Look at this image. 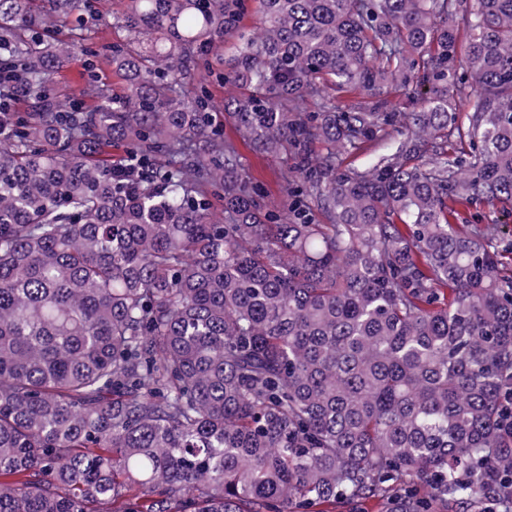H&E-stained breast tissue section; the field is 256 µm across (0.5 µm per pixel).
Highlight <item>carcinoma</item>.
<instances>
[{"mask_svg":"<svg viewBox=\"0 0 512 512\" xmlns=\"http://www.w3.org/2000/svg\"><path fill=\"white\" fill-rule=\"evenodd\" d=\"M98 3L0 0V512H512V0ZM74 14L119 93L51 90ZM226 34L277 204L180 91ZM238 12L240 26L247 31H259L260 18L262 15V4L260 0L238 1Z\"/></svg>","mask_w":512,"mask_h":512,"instance_id":"carcinoma-1","label":"carcinoma"}]
</instances>
